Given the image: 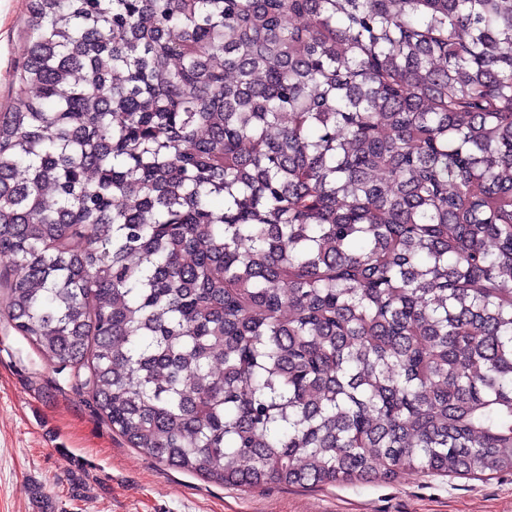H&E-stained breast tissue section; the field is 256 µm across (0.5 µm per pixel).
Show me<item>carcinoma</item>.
I'll return each mask as SVG.
<instances>
[{
  "label": "carcinoma",
  "instance_id": "1",
  "mask_svg": "<svg viewBox=\"0 0 512 512\" xmlns=\"http://www.w3.org/2000/svg\"><path fill=\"white\" fill-rule=\"evenodd\" d=\"M0 292L218 484L512 471V0H28Z\"/></svg>",
  "mask_w": 512,
  "mask_h": 512
}]
</instances>
